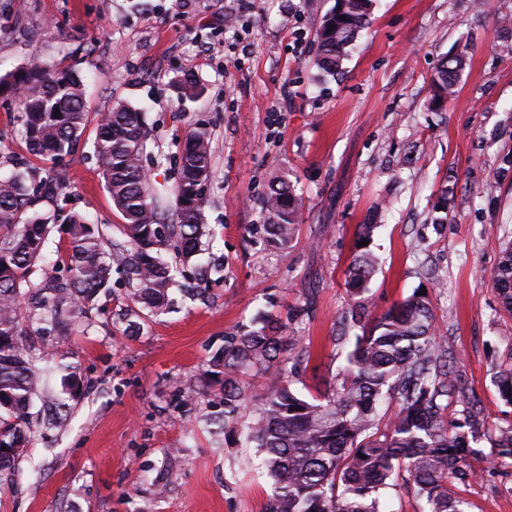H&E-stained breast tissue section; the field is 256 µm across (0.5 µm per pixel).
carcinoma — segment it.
I'll return each instance as SVG.
<instances>
[{
  "mask_svg": "<svg viewBox=\"0 0 512 512\" xmlns=\"http://www.w3.org/2000/svg\"><path fill=\"white\" fill-rule=\"evenodd\" d=\"M372 0H336L317 31L316 66L334 76L353 39L369 24ZM335 29H330V26ZM468 58L464 46L442 64L433 79L441 96L451 98ZM178 100L202 94L190 75L171 82ZM15 99L27 134L28 152L55 163L79 145L88 113L79 72L55 74L40 58L0 75V96ZM60 115H54V110ZM148 132L141 110L117 104L98 120L95 153L108 192L125 224L131 249L113 254L98 227L58 203L60 172L38 178L35 167L0 180V482L12 479L14 463L33 437L29 417L47 369L37 367L46 354L26 348L17 304L28 298L50 313L54 328L97 306L112 290V272L132 285L130 295L155 315L170 308L176 276L200 251L206 235L203 208L211 162L210 134L197 126L187 133L173 189L176 222L162 218L148 193L141 164ZM53 206V216L36 210ZM263 223L247 232L272 249L290 246L301 218V201L288 177L271 182L261 203ZM67 225L69 248L60 262L71 273L61 281L48 276L27 281L40 261L56 222ZM378 265L370 246H359L347 268V294L353 302L340 319L335 341L345 365L325 389L306 396L293 387L297 367L308 363L300 336L308 305L292 314L295 332L264 313L252 327L224 336L212 358L213 374L224 375V425L239 418L251 383L242 376L254 369L265 379L255 399L245 438L256 449L260 467L272 481L265 512H382L381 492L403 469L421 512H465L459 488L476 476L469 456L478 441L481 410L470 400L462 375L454 370L455 350L440 333L428 295L420 289L381 317L366 319L369 284ZM504 309L512 313V247L505 249L494 276ZM500 398L512 406V368L494 376ZM396 411L382 422L381 405ZM462 409L448 415V406Z\"/></svg>",
  "mask_w": 512,
  "mask_h": 512,
  "instance_id": "carcinoma-1",
  "label": "carcinoma"
}]
</instances>
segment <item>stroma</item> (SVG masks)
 Returning <instances> with one entry per match:
<instances>
[{
  "label": "stroma",
  "instance_id": "1",
  "mask_svg": "<svg viewBox=\"0 0 512 512\" xmlns=\"http://www.w3.org/2000/svg\"><path fill=\"white\" fill-rule=\"evenodd\" d=\"M476 2L376 0L341 72L319 82L315 31L336 0H0L1 74L38 55L84 80L88 122L60 164L67 210L99 225L108 245L126 244L93 150L113 105L145 111L143 165L169 221L185 135L205 124L209 234L194 263L224 265L198 296L180 280L158 316L116 276L65 335L28 322L25 344L57 366L40 396L64 423L34 422L13 483L0 485V512H264L271 481L252 449L214 432L224 394L209 383L210 360L258 312L284 317L307 301L310 360L298 388L335 372L362 224L376 227L372 317L428 288L482 408L486 436L462 489L468 512H512V459L490 442L512 427L493 382L512 366V317L492 281L512 241V0ZM463 44L456 92L437 104L431 79ZM186 74L203 93L181 103L170 83ZM35 163L16 103L0 98V178ZM281 176L302 198V222L288 249L269 250L246 228L261 223L259 201ZM442 199L439 226L432 208Z\"/></svg>",
  "mask_w": 512,
  "mask_h": 512
}]
</instances>
